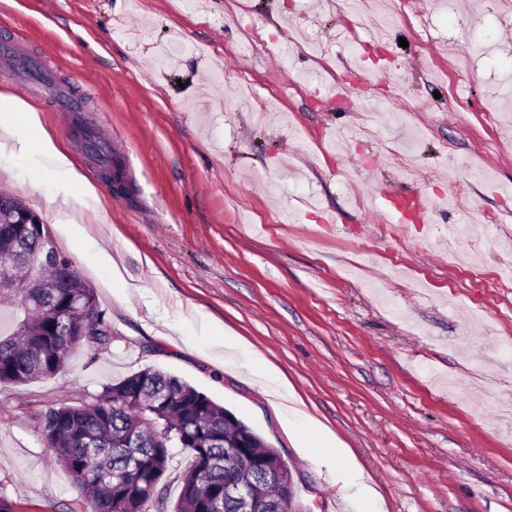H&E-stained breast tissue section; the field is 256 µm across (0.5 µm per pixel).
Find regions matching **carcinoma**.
Wrapping results in <instances>:
<instances>
[{
  "mask_svg": "<svg viewBox=\"0 0 512 512\" xmlns=\"http://www.w3.org/2000/svg\"><path fill=\"white\" fill-rule=\"evenodd\" d=\"M17 253V289L0 292V302H15L24 318L13 334L0 337V387H18L56 375L70 352L84 345L103 348L112 326L98 311L94 289L75 277L71 262L45 260L46 275L59 279L49 291L25 288L37 256L40 232L35 225L21 236L0 224V253ZM46 446L62 469L90 493V512H150L163 501L165 480L176 444L190 457L181 475L173 512H241L224 496V482L246 467L244 439L266 454L269 467L251 476L258 484L259 512H290L280 494L290 473L278 465V451L232 413L189 383L146 367L106 388L92 401L49 407L42 415Z\"/></svg>",
  "mask_w": 512,
  "mask_h": 512,
  "instance_id": "obj_1",
  "label": "carcinoma"
}]
</instances>
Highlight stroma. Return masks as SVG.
<instances>
[{"mask_svg": "<svg viewBox=\"0 0 512 512\" xmlns=\"http://www.w3.org/2000/svg\"><path fill=\"white\" fill-rule=\"evenodd\" d=\"M249 29L263 51L246 49ZM4 37L51 56L57 82L88 97L132 183L112 196L72 144L77 113L0 74V94L38 114L22 136L51 139L76 172L7 149L0 192L40 215L112 323L106 348L77 347L53 377L0 388V496L14 512H86L41 415L148 366L276 448L304 512H512V408L482 398L512 405V11L499 0H0ZM401 192L423 196L428 223H372ZM452 245L483 256V281ZM224 333L245 352L220 365ZM260 358L344 443L378 506L346 500L342 471L297 447L251 377Z\"/></svg>", "mask_w": 512, "mask_h": 512, "instance_id": "obj_1", "label": "stroma"}]
</instances>
